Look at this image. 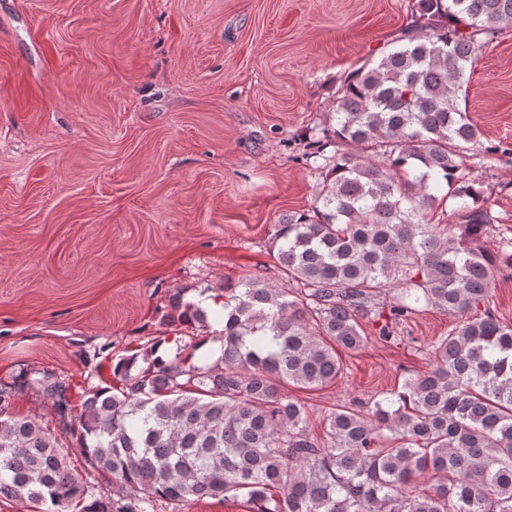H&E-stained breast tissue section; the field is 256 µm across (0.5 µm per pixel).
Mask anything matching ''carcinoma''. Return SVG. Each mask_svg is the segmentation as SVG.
Listing matches in <instances>:
<instances>
[{"mask_svg":"<svg viewBox=\"0 0 512 512\" xmlns=\"http://www.w3.org/2000/svg\"><path fill=\"white\" fill-rule=\"evenodd\" d=\"M509 24L512 0H417L395 47L343 84L305 157L322 179L313 205L273 225L293 287L228 282L214 325L174 292L160 324L212 330L217 360L194 362L192 341L172 359L154 347L120 358L117 385L90 392L78 440L112 475L119 512L240 496L249 512H512V323L489 308L512 251L484 246L482 186L463 163L480 131L458 107L467 69ZM330 142L356 151L327 155ZM448 204L465 223H431ZM428 308L454 318L432 368L338 406L319 442L286 385L327 387L344 370L338 349L363 346L362 323L390 341ZM26 383L67 409L52 374ZM11 400L0 387V497L28 512H112Z\"/></svg>","mask_w":512,"mask_h":512,"instance_id":"1","label":"carcinoma"}]
</instances>
